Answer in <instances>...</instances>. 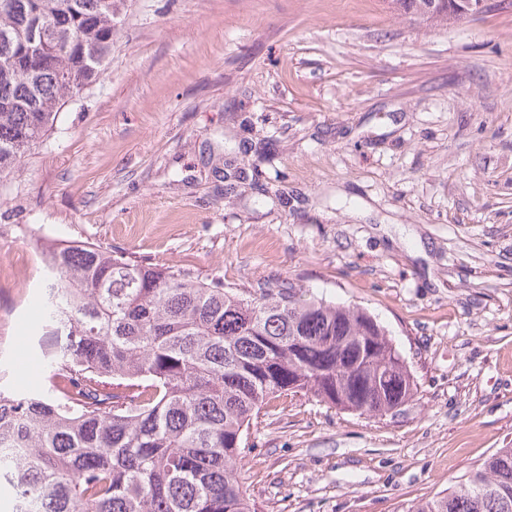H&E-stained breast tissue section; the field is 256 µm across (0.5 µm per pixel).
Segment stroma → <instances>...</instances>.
Returning <instances> with one entry per match:
<instances>
[{
	"instance_id": "35a3bbf8",
	"label": "stroma",
	"mask_w": 512,
	"mask_h": 512,
	"mask_svg": "<svg viewBox=\"0 0 512 512\" xmlns=\"http://www.w3.org/2000/svg\"><path fill=\"white\" fill-rule=\"evenodd\" d=\"M115 6L104 74L0 179V256L46 231L376 316L414 398L272 399L238 464L257 512H401L512 447V0L457 24L382 0ZM228 159L287 202L225 193ZM38 296L0 269L13 392L49 386Z\"/></svg>"
}]
</instances>
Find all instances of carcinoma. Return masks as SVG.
<instances>
[{"instance_id": "carcinoma-1", "label": "carcinoma", "mask_w": 512, "mask_h": 512, "mask_svg": "<svg viewBox=\"0 0 512 512\" xmlns=\"http://www.w3.org/2000/svg\"><path fill=\"white\" fill-rule=\"evenodd\" d=\"M114 0H0V174L100 77ZM449 22L446 0H389ZM52 389L0 390V480L16 512H255L236 461L272 398L381 415L413 396L388 331L285 281L244 297L97 244L45 249ZM404 512H512V448Z\"/></svg>"}]
</instances>
